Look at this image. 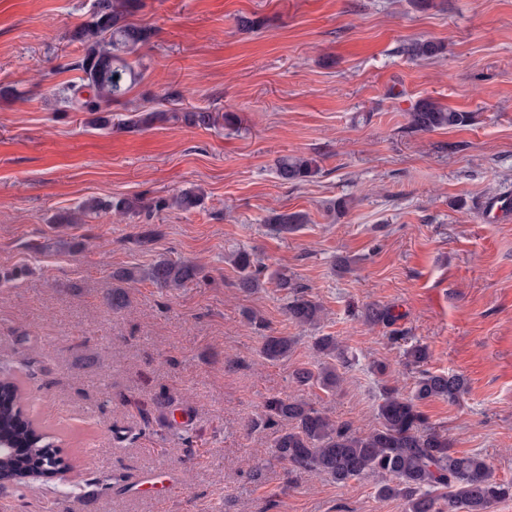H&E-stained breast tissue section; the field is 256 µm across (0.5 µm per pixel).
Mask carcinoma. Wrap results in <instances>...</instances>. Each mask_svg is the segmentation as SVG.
<instances>
[{
	"instance_id": "cac0c4a2",
	"label": "carcinoma",
	"mask_w": 512,
	"mask_h": 512,
	"mask_svg": "<svg viewBox=\"0 0 512 512\" xmlns=\"http://www.w3.org/2000/svg\"><path fill=\"white\" fill-rule=\"evenodd\" d=\"M140 0H98L92 20L74 31L72 40L80 43L81 54L73 63L82 72L80 82L65 89L64 107L92 115L89 123L101 129L112 125V105L120 102L129 87L140 79L136 65L127 56L148 43L152 31L131 21L139 10ZM443 43L415 40L402 45L401 52L410 58L429 60L443 53ZM408 130L432 132L443 128L465 126L471 114L460 112L439 102L424 98L407 113ZM181 123L204 129L235 127L234 112L194 110H159L129 112L118 123L124 129L146 130L166 123ZM277 177L285 184L298 185L320 173L317 159L287 155L276 161ZM204 193L183 189L170 198L149 201L142 196H127L110 201L87 198L74 209L55 215L57 224H79L83 218L100 212H113L122 217H135L145 211L176 209L192 212L201 206ZM307 223L301 211H274L266 224L275 235L297 231ZM237 273L236 287L254 293L271 283L285 292L288 320L300 328L319 324L323 307L285 270L268 272V267L255 253L238 248L229 256ZM202 269L190 261L160 256L149 265L119 268L112 272V310L123 309L128 301L126 285L148 281L158 288L177 289L200 277ZM371 324L392 325L397 321L393 309L370 304L362 311ZM247 323L262 332L259 356L267 362L289 357L295 344L290 336L266 332L263 318L247 315ZM313 350L325 361L317 370L296 367L290 375L292 384L317 386L336 393L343 378L338 366L347 363L345 349L334 336L315 338ZM405 366L412 374L411 395L403 396L395 385L382 388L378 405V423L360 431L350 421H337L312 403L290 394L274 395L265 400L258 423L275 427L288 422L291 427L280 431L273 442L277 457L288 462L295 473L324 474L338 483L359 477L376 479V494L384 499L399 498L406 512H492L494 507L512 499V482L498 479L487 460L478 454L460 455L453 451L448 433L429 422L420 405L432 399L455 403L466 391V380L457 374H437L424 368L430 358L426 346L415 343L405 348ZM25 396L13 374L0 370V443L13 449L0 456V480L26 486L32 480V466L50 477L69 462L24 415Z\"/></svg>"
}]
</instances>
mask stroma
<instances>
[{
    "mask_svg": "<svg viewBox=\"0 0 512 512\" xmlns=\"http://www.w3.org/2000/svg\"><path fill=\"white\" fill-rule=\"evenodd\" d=\"M93 3L0 0V275L20 273L0 284V368L72 465L66 481L0 491V512H405L372 477L288 484L274 430L251 426L295 367H317L314 337L331 335L348 350L341 391L300 395L374 427L384 380L373 364L400 360L396 329L428 347L430 371L467 381L460 401L424 405L430 422L512 480V214L483 209L512 198V0H142L134 20L153 32L137 53L142 78L108 129L60 101L78 80L71 36ZM241 15L261 27L240 30ZM414 39L446 50L410 60L398 48ZM163 96L237 113L240 126L117 128ZM423 98L473 119L408 132ZM285 155L316 158L320 174L281 183ZM190 187L204 192L190 213L52 221L89 197ZM274 210L309 222L274 235ZM149 227L159 237L139 245ZM240 247L287 268L323 305L320 323L292 324L274 285L236 288L228 255ZM162 255L199 262L203 277L175 290L130 284L128 306L112 310L113 269ZM341 255L350 272L335 268ZM373 303L393 307L395 328L361 317ZM248 311L295 337L287 359L262 362Z\"/></svg>",
    "mask_w": 512,
    "mask_h": 512,
    "instance_id": "1",
    "label": "stroma"
}]
</instances>
